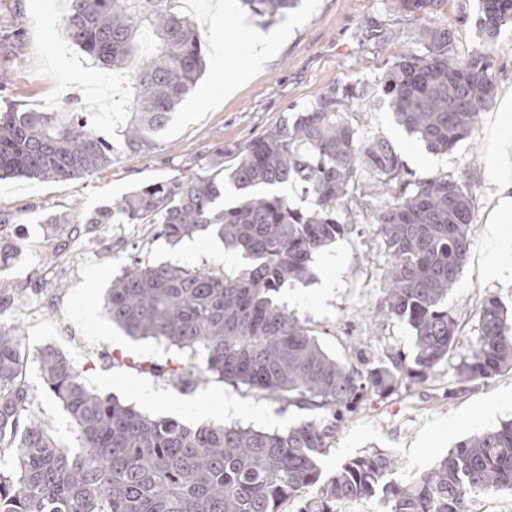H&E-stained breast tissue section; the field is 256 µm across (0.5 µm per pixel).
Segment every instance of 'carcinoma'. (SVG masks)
Listing matches in <instances>:
<instances>
[{"mask_svg":"<svg viewBox=\"0 0 512 512\" xmlns=\"http://www.w3.org/2000/svg\"><path fill=\"white\" fill-rule=\"evenodd\" d=\"M300 2L244 0L262 19ZM386 2L419 19L439 0ZM509 22L512 0H476L481 39L469 54L456 52L452 22L424 25L422 51L384 72L381 93L325 88L291 118L215 150L199 171L142 185L86 219L110 224L118 215L128 224H155L172 244L206 233L241 252L245 265L230 274L130 259L108 288L112 322L130 336L189 351L187 366L200 376L322 409L325 421L280 433L152 418L88 389L71 359L46 347L40 376L63 404L77 441L66 447L24 419L25 348L18 327L0 325V439H9L12 462L0 469V512H281L295 499L298 512H336L338 502L373 497L390 512H469L478 493L512 496V421L457 443L408 484L391 478L395 462L384 453L350 459L327 478L320 467L347 413L428 377L448 359L458 325L444 301L472 239L473 177L401 182L392 145L363 136L349 103H383L428 150L455 148L495 100L492 48ZM64 25L68 39L128 90L118 106L125 121L109 141L67 105L54 112L1 107L0 180L62 182L107 169L120 153L153 148L206 68L200 36L179 0H68ZM226 155L234 159L228 169ZM364 175L400 186L376 199L371 214L391 258L385 312L413 331L409 364L359 369L339 360L271 298L289 281L311 279L317 252L360 223L343 201L366 187ZM226 179L239 190L298 184L314 206L273 195L224 208ZM506 369L512 370V317L489 296L477 345L457 374L469 381Z\"/></svg>","mask_w":512,"mask_h":512,"instance_id":"cac0c4a2","label":"carcinoma"}]
</instances>
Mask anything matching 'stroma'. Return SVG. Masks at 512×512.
Wrapping results in <instances>:
<instances>
[{
  "label": "stroma",
  "instance_id": "1",
  "mask_svg": "<svg viewBox=\"0 0 512 512\" xmlns=\"http://www.w3.org/2000/svg\"><path fill=\"white\" fill-rule=\"evenodd\" d=\"M195 24L205 51L203 77L174 112L156 148L123 155L108 169L64 182L24 178L0 181V324L19 327L26 348L24 381L31 394L27 416L61 443L75 446L70 418L47 390L38 372L43 348L64 352L78 366L88 388L134 405L153 417H175L191 424L224 423L283 432L319 420L318 411L275 399L213 378L173 380L169 372L187 354L154 339L136 340L114 325L104 296L130 256L149 265L171 262L194 270L239 271L242 258L225 263L223 245L200 234L170 245L151 224H91L88 216L138 186L192 173L201 154L242 143L280 121L290 107H301L320 90L337 83L373 87L395 60L419 48L421 22L432 24L473 13L475 0H442L436 13L419 21L390 12L385 0H303L300 7L267 22L240 0H180ZM219 26H212V16ZM0 21L16 26V40L0 45V105L18 103L42 112L68 100L86 113L92 128L111 136L123 115L112 112L117 88L64 35V13L57 0H0ZM267 48L264 64L225 95V64L245 59L243 30ZM224 44L216 60L214 41ZM211 93L198 105L202 93ZM498 105L481 112L471 138L447 153H434L398 126L386 106L356 113L361 132L389 141L411 181L473 174V238L462 271L448 294V312L457 321L455 349L425 380L358 406L336 431L321 461L331 474L347 459L380 451L397 463L394 477L406 483L431 468L450 448L512 419V370L488 379L460 381L456 367L476 341L479 308L497 297L512 309V222L501 260L510 274L494 276L480 264L485 230L495 216L490 179L512 184V128L499 132L496 156L487 141ZM360 210L351 232L323 248L315 258L314 279L287 283L275 302L310 328L332 355L355 366L411 353L413 331L384 311V277L389 258L376 225L365 216L364 200L349 198ZM65 218L49 235L45 223ZM336 286L325 295L319 280ZM153 363L157 372L146 371ZM242 406L228 412L226 402Z\"/></svg>",
  "mask_w": 512,
  "mask_h": 512
}]
</instances>
